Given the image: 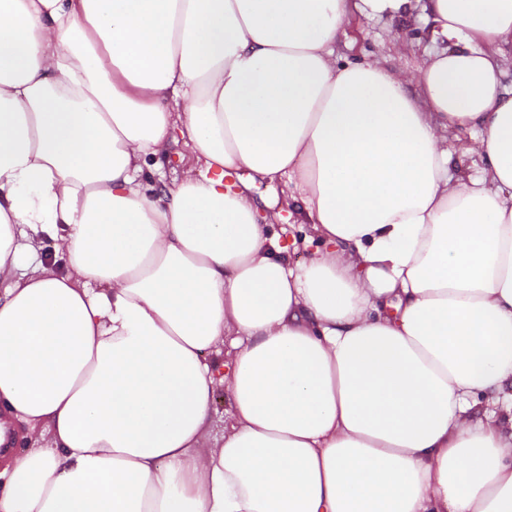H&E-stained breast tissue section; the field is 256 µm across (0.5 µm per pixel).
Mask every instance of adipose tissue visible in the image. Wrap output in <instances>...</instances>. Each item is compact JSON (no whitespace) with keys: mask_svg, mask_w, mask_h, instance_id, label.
<instances>
[{"mask_svg":"<svg viewBox=\"0 0 512 512\" xmlns=\"http://www.w3.org/2000/svg\"><path fill=\"white\" fill-rule=\"evenodd\" d=\"M412 8L0 0V512H512V0ZM398 43L414 46L398 50ZM427 45L428 25L421 17L392 20L355 11L339 35L336 53L343 58L341 62L379 60L395 70L410 72L421 64ZM193 161L192 150L180 143L173 148L170 156L161 162V168L166 174L165 183H172ZM283 228H286L288 232L283 233ZM308 233V225L306 224H272L269 227V235H280L282 238L288 240V243H292L294 237L298 240V249L292 253V259L294 261H303L313 256L318 248H321V244L317 241L308 244L307 246L303 245L302 240L305 234Z\"/></svg>","mask_w":512,"mask_h":512,"instance_id":"1","label":"adipose tissue"}]
</instances>
